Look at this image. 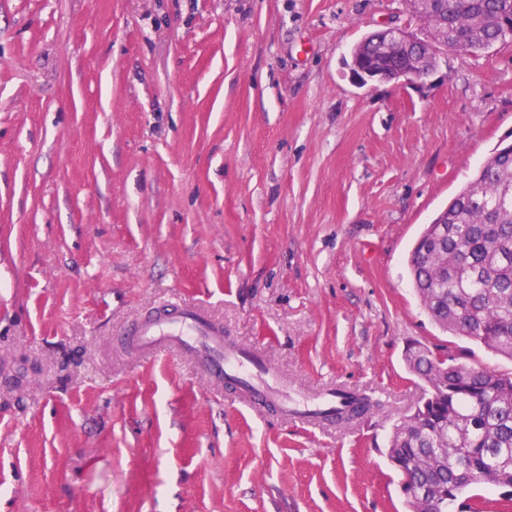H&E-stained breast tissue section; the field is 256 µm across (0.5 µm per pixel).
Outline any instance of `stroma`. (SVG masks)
<instances>
[{"mask_svg":"<svg viewBox=\"0 0 512 512\" xmlns=\"http://www.w3.org/2000/svg\"><path fill=\"white\" fill-rule=\"evenodd\" d=\"M403 0H0V512H408L385 456L440 330L408 253L507 135L512 41L421 84L344 64ZM201 305L327 428L120 327Z\"/></svg>","mask_w":512,"mask_h":512,"instance_id":"1","label":"stroma"}]
</instances>
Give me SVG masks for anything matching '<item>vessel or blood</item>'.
<instances>
[{"mask_svg": "<svg viewBox=\"0 0 512 512\" xmlns=\"http://www.w3.org/2000/svg\"><path fill=\"white\" fill-rule=\"evenodd\" d=\"M122 334L126 347L137 354L169 352L194 358L211 379L237 384L247 401L277 408L307 426L326 419L342 401L334 388L292 398L258 350L226 341L223 327L198 306L163 305Z\"/></svg>", "mask_w": 512, "mask_h": 512, "instance_id": "vessel-or-blood-1", "label": "vessel or blood"}]
</instances>
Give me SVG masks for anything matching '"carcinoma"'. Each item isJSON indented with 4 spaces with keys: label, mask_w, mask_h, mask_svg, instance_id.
I'll use <instances>...</instances> for the list:
<instances>
[{
    "label": "carcinoma",
    "mask_w": 512,
    "mask_h": 512,
    "mask_svg": "<svg viewBox=\"0 0 512 512\" xmlns=\"http://www.w3.org/2000/svg\"><path fill=\"white\" fill-rule=\"evenodd\" d=\"M434 37L450 51L473 55L507 38L512 0H417ZM372 67L407 72L427 53L420 44L386 55L373 42L359 46ZM456 228L448 252L435 258L437 225L423 229L409 256L414 291L444 332L512 360V150L498 147L441 212ZM423 383V403L394 425L387 456L419 492L404 494L409 512H448L474 485L512 488V372L477 368L451 348L418 344L405 352ZM339 420L366 412L371 400L349 397Z\"/></svg>",
    "instance_id": "1"
}]
</instances>
